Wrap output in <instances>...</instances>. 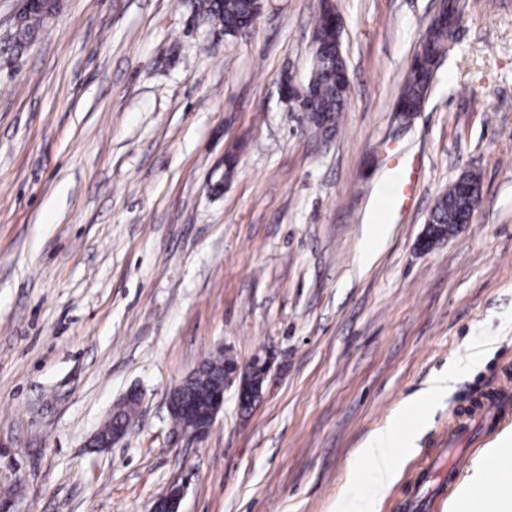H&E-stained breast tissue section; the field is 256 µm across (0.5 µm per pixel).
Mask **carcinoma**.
<instances>
[{
  "mask_svg": "<svg viewBox=\"0 0 512 512\" xmlns=\"http://www.w3.org/2000/svg\"><path fill=\"white\" fill-rule=\"evenodd\" d=\"M192 8L195 18L203 24H215L225 29L231 36L243 24L253 22L258 15L257 0H193ZM56 5L37 0L26 14L16 32V43L23 48L33 43L48 24L47 16ZM319 38L321 41L336 43V27L330 19L322 14L318 19ZM429 42L427 56L420 65L411 64L410 72L399 94L398 104L409 108H418L422 99L428 94L435 69L433 59L445 53L447 42L445 31L430 26L426 32ZM346 69L344 59H321L314 63L310 78L315 84L316 93L313 103L305 106L304 116L310 131L321 138L334 135L336 127L349 97V82L339 78V72ZM466 182L480 187L479 177L471 172H463L449 187L448 192L441 195L431 210L428 219L435 228L432 242L455 233L462 223L463 213L468 201L461 193L460 183ZM227 362L222 358L206 359L200 365L203 376L195 386L187 389L184 398L196 409L207 407L212 397L214 383L226 371Z\"/></svg>",
  "mask_w": 512,
  "mask_h": 512,
  "instance_id": "cac0c4a2",
  "label": "carcinoma"
}]
</instances>
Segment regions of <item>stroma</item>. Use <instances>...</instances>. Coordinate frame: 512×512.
<instances>
[{"label": "stroma", "instance_id": "1", "mask_svg": "<svg viewBox=\"0 0 512 512\" xmlns=\"http://www.w3.org/2000/svg\"><path fill=\"white\" fill-rule=\"evenodd\" d=\"M439 0H331L350 99L314 138L282 98L306 81L321 0H261L236 36L191 0H62L37 41L7 48L0 0V484L16 512H464L476 460L512 441V0H458L422 111L395 106ZM415 169L386 242L364 230ZM238 149L233 177L224 155ZM472 223L419 241L463 171ZM271 358L262 400L227 388L209 434L172 429L169 390L205 359ZM457 363L376 491L357 451ZM118 445L91 441L129 390ZM463 458L456 480L448 461Z\"/></svg>", "mask_w": 512, "mask_h": 512}]
</instances>
